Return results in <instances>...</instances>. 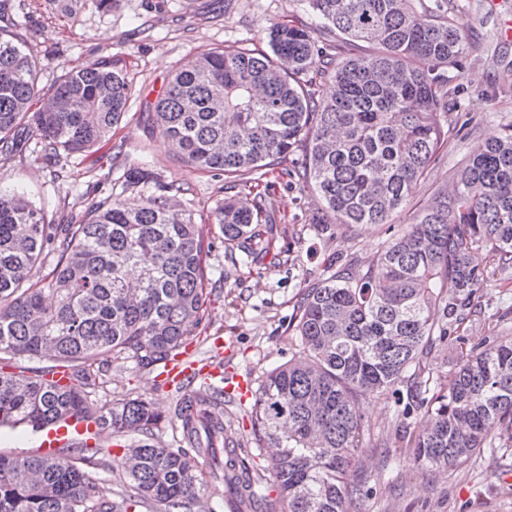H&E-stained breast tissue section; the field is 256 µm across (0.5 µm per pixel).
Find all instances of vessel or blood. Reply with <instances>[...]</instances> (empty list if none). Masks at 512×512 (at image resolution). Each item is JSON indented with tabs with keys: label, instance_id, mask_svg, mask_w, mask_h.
I'll use <instances>...</instances> for the list:
<instances>
[{
	"label": "vessel or blood",
	"instance_id": "b4317fda",
	"mask_svg": "<svg viewBox=\"0 0 512 512\" xmlns=\"http://www.w3.org/2000/svg\"><path fill=\"white\" fill-rule=\"evenodd\" d=\"M163 373L170 388L182 391L184 396H195L197 390L207 389L215 380H223L226 397L247 402L253 391L249 380L235 373H222L220 367L211 362L193 358L184 353L166 362ZM102 431L97 422L69 418L46 426L41 432L39 448L42 453H50L59 448L81 442L95 447L101 442Z\"/></svg>",
	"mask_w": 512,
	"mask_h": 512
}]
</instances>
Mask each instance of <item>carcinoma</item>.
Listing matches in <instances>:
<instances>
[{
    "label": "carcinoma",
    "instance_id": "carcinoma-1",
    "mask_svg": "<svg viewBox=\"0 0 512 512\" xmlns=\"http://www.w3.org/2000/svg\"><path fill=\"white\" fill-rule=\"evenodd\" d=\"M296 2L371 51L346 55L338 46L331 54L311 29L275 23L268 52L229 46L176 71L148 116L187 166L243 177L251 189L259 171L300 147L293 175L320 201L309 225L387 224L448 139L468 34L449 16L451 0ZM117 64L86 63L42 94L39 62L0 28V154L17 149L22 126L47 163L93 152L132 96ZM324 74L333 82L328 98L316 95ZM124 179L127 189L151 182L155 191L93 200L68 224H48L25 193L0 190V428L37 431L84 416L114 434H150L165 420L142 399L98 403V361L159 364L193 343L212 242L178 208L183 186L139 163ZM260 197L250 206L227 198L215 219L242 264L275 268L285 253L273 249V216L259 223ZM477 250L493 254L494 273L512 280V124L468 156L452 191L421 207L361 276L338 269L302 289L290 328L303 354L264 374L250 411L253 433L277 449L265 493L240 454H224V392L214 390L175 405L177 447L143 443L118 460L127 508L195 512L206 494L203 457L255 509L273 495L281 512H354L366 494L354 469L359 400L409 381L425 423L409 439L412 457L396 463L433 473L511 448V336L461 354L443 376L421 378L428 352L484 295ZM48 257L51 271L33 279ZM22 358L50 365L25 375L14 371ZM58 368L68 371L64 385L54 380ZM110 457L107 448L79 446L54 457L0 452V512H113L89 475Z\"/></svg>",
    "mask_w": 512,
    "mask_h": 512
}]
</instances>
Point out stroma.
Instances as JSON below:
<instances>
[{"mask_svg":"<svg viewBox=\"0 0 512 512\" xmlns=\"http://www.w3.org/2000/svg\"><path fill=\"white\" fill-rule=\"evenodd\" d=\"M21 20L29 53L42 65L39 86L49 90L67 71L104 57L118 59L132 85L133 96L125 117L111 140L86 156H64L58 165L41 160L34 143L0 156V188L25 191L44 206L54 224L84 215L91 201L121 193L123 173L140 163L166 182L184 185L182 209L213 244L207 259V303L197 331V356H213L216 342H232L229 364L239 375L258 383L263 372L301 354L289 323L303 288L327 277L331 266L361 274L366 264L391 239L393 226L411 223L418 209L437 192L451 188L468 154L512 122V42L502 41L499 27L512 22V0H480L479 10L455 7V24L468 33L461 72L462 110L469 118L463 130L449 129L438 161L421 179L409 203L391 217L390 225L358 224L327 232L309 229L307 222L319 201L296 178L287 177L300 152L272 166L264 181L268 203L286 234L277 247H294L295 264L257 271L234 267L233 254L215 222L214 209L227 197L245 198L243 186L224 176L203 173L178 161L166 140L149 126L147 110L174 70L190 64L200 53L232 45L266 48V28L293 22L314 29L318 44L335 49L341 35L319 27L313 14L295 0H118L111 10L97 9L93 0L76 13L66 0H26ZM476 262L490 279L482 309L453 326L446 343L432 348L429 367L450 370L462 351L512 336V280L494 277L493 256L479 252ZM104 399L139 398L154 403L166 419L155 440L173 445L181 437L171 413L179 399L165 386L161 365L110 361ZM364 429L356 470L370 494L359 512H512V448L506 454L483 453L457 468L432 475L405 464L387 461V447L405 451V427H417L420 414L401 422L392 397L366 396L361 400ZM226 436L247 453L252 477L267 479L271 451L251 430L248 409L236 401L224 404Z\"/></svg>","mask_w":512,"mask_h":512,"instance_id":"1","label":"stroma"}]
</instances>
